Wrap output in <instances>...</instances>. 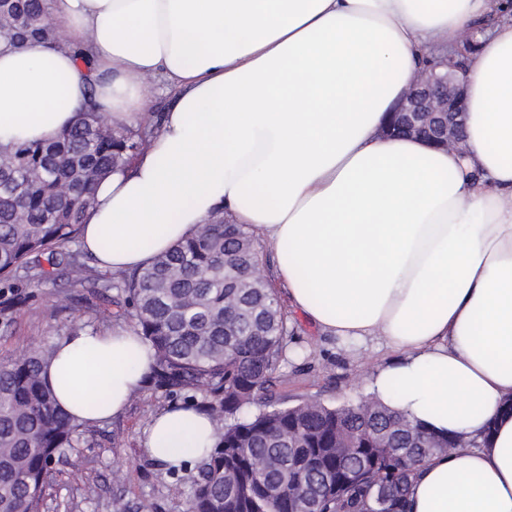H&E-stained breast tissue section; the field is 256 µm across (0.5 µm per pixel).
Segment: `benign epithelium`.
Instances as JSON below:
<instances>
[{
    "instance_id": "benign-epithelium-1",
    "label": "benign epithelium",
    "mask_w": 512,
    "mask_h": 512,
    "mask_svg": "<svg viewBox=\"0 0 512 512\" xmlns=\"http://www.w3.org/2000/svg\"><path fill=\"white\" fill-rule=\"evenodd\" d=\"M437 61L422 73L411 90L397 101L387 135L408 133L438 147L463 151L467 112L463 58Z\"/></svg>"
}]
</instances>
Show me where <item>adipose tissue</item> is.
I'll list each match as a JSON object with an SVG mask.
<instances>
[{
    "label": "adipose tissue",
    "instance_id": "obj_1",
    "mask_svg": "<svg viewBox=\"0 0 512 512\" xmlns=\"http://www.w3.org/2000/svg\"><path fill=\"white\" fill-rule=\"evenodd\" d=\"M48 14L66 47L0 44V146L55 140L92 77L117 122L159 124L84 215L98 267L144 269L219 214L249 226L293 310L387 349L373 399L471 439L418 469L407 512H512V0H48ZM475 29L463 152L383 136L435 46ZM160 82L175 98L157 119ZM55 346L45 380L84 423L123 413L150 371L126 325ZM215 433L173 405L143 451L177 466Z\"/></svg>",
    "mask_w": 512,
    "mask_h": 512
}]
</instances>
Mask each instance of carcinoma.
Instances as JSON below:
<instances>
[{
    "instance_id": "1",
    "label": "carcinoma",
    "mask_w": 512,
    "mask_h": 512,
    "mask_svg": "<svg viewBox=\"0 0 512 512\" xmlns=\"http://www.w3.org/2000/svg\"><path fill=\"white\" fill-rule=\"evenodd\" d=\"M0 42L60 37L45 0H0ZM78 121L57 139L0 149V288L40 281L28 266L48 255L57 274L91 294L120 293L152 358L149 382L194 392L217 424L184 492V512H403L419 466L460 438L436 434L372 399L283 405L292 331L261 275L259 246L219 215L118 280L91 274L79 242L99 182L151 148L154 130L110 124L89 82ZM54 346L0 361V512H40L50 466L83 442L43 378ZM257 404L255 412L243 408Z\"/></svg>"
}]
</instances>
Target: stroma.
<instances>
[{
  "label": "stroma",
  "mask_w": 512,
  "mask_h": 512,
  "mask_svg": "<svg viewBox=\"0 0 512 512\" xmlns=\"http://www.w3.org/2000/svg\"><path fill=\"white\" fill-rule=\"evenodd\" d=\"M289 319L293 338L288 349L302 356L282 390L285 401L316 399L338 407L367 399V374L385 358V350L373 344L356 350L321 332L303 315L293 313ZM88 320L112 327L122 321L120 308L59 279L35 288L20 286L14 301L0 293V357L55 340ZM173 402L164 391H145L130 401L124 414L88 427L87 442L78 454L56 465L41 512H115L119 503L127 512H137L145 499L153 503L154 512H181L189 472L169 475L147 458L141 445L153 416Z\"/></svg>",
  "instance_id": "obj_1"
}]
</instances>
